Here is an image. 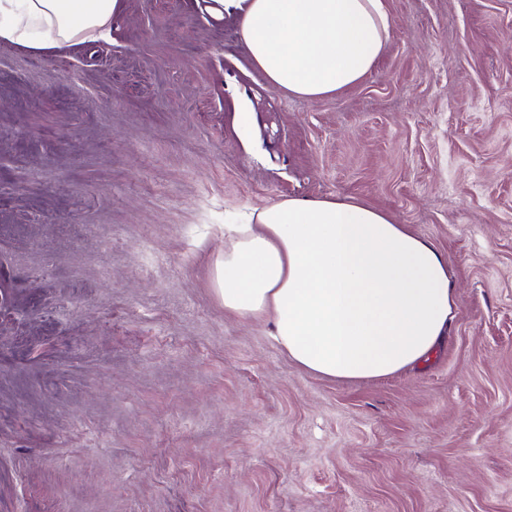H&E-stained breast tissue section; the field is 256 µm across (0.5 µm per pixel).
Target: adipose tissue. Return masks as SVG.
<instances>
[{
	"mask_svg": "<svg viewBox=\"0 0 512 512\" xmlns=\"http://www.w3.org/2000/svg\"><path fill=\"white\" fill-rule=\"evenodd\" d=\"M122 0H0V41L34 55L109 39ZM235 15L268 83L318 100L354 86L391 38L386 0H209ZM226 311L270 318L305 371L371 381L425 362L456 307L448 261L387 214L342 198H286L224 227L213 267Z\"/></svg>",
	"mask_w": 512,
	"mask_h": 512,
	"instance_id": "1",
	"label": "adipose tissue"
}]
</instances>
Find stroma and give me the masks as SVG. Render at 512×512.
Instances as JSON below:
<instances>
[{
  "label": "stroma",
  "mask_w": 512,
  "mask_h": 512,
  "mask_svg": "<svg viewBox=\"0 0 512 512\" xmlns=\"http://www.w3.org/2000/svg\"><path fill=\"white\" fill-rule=\"evenodd\" d=\"M387 4L320 100L196 0L0 43V512H512V0ZM336 196L447 258L424 365L322 378L218 299L225 225Z\"/></svg>",
  "instance_id": "obj_1"
}]
</instances>
